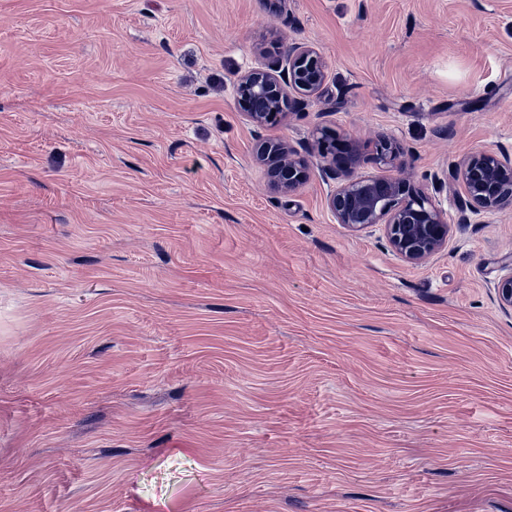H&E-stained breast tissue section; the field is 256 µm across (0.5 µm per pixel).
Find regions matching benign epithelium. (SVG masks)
<instances>
[{"label":"benign epithelium","instance_id":"1","mask_svg":"<svg viewBox=\"0 0 512 512\" xmlns=\"http://www.w3.org/2000/svg\"><path fill=\"white\" fill-rule=\"evenodd\" d=\"M326 80L327 64L316 49L291 46L288 67H253L238 76L235 104L254 125H274L305 108L310 100L320 99ZM315 147L323 172L336 181L327 196L336 223L353 232L381 225L391 252L410 265L426 263L448 245L451 225L439 196L452 199L458 224H470L476 215L512 206V153L503 148L472 152L449 172L424 175L426 188L406 176L355 174L364 148L355 139L323 130ZM404 153L393 135H381L373 142V160L382 167L395 165ZM253 161L274 192H294L309 178L306 157L282 138L259 140ZM503 268L506 274L496 290L501 305L512 309V261Z\"/></svg>","mask_w":512,"mask_h":512}]
</instances>
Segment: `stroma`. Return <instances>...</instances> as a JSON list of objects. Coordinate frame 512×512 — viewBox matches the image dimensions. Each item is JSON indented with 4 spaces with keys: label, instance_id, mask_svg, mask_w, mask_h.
<instances>
[{
    "label": "stroma",
    "instance_id": "1",
    "mask_svg": "<svg viewBox=\"0 0 512 512\" xmlns=\"http://www.w3.org/2000/svg\"><path fill=\"white\" fill-rule=\"evenodd\" d=\"M298 44L323 100L254 126ZM322 128L417 180L512 150V0H0V512H512V208L407 264ZM288 67H252L238 76L235 104L257 127L278 124L319 100L327 80L324 57L309 46L288 48ZM275 110V114H272ZM373 147V160L381 167L395 165L405 153L402 143L393 135L379 136ZM253 161L264 171L267 187L274 192H294L309 178L306 157L282 138L259 140L253 151Z\"/></svg>",
    "mask_w": 512,
    "mask_h": 512
}]
</instances>
